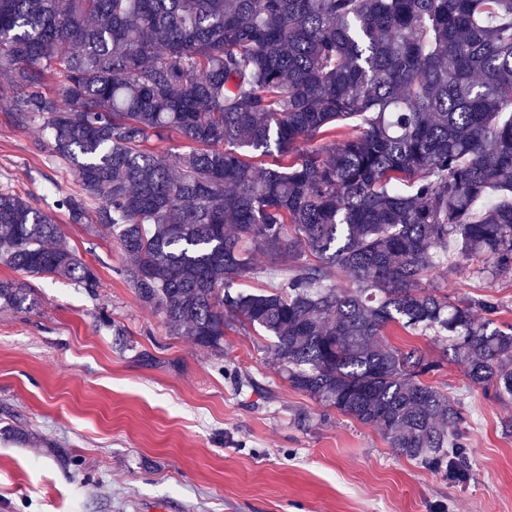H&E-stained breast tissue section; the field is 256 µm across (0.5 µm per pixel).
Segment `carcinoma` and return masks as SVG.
I'll use <instances>...</instances> for the list:
<instances>
[{
    "mask_svg": "<svg viewBox=\"0 0 512 512\" xmlns=\"http://www.w3.org/2000/svg\"><path fill=\"white\" fill-rule=\"evenodd\" d=\"M0 74L11 123L75 173L56 207L112 236L173 334L222 357L225 330H253L289 388L471 476L462 408L426 381L440 362L385 330L433 331L512 398L497 305L429 289L442 258L512 271V0H0ZM173 133L182 150L158 149ZM59 238L0 189V264L96 294ZM256 253L285 276L234 289ZM0 306L30 313L37 291L0 279Z\"/></svg>",
    "mask_w": 512,
    "mask_h": 512,
    "instance_id": "obj_1",
    "label": "carcinoma"
}]
</instances>
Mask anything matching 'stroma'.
<instances>
[{"label": "stroma", "instance_id": "obj_1", "mask_svg": "<svg viewBox=\"0 0 512 512\" xmlns=\"http://www.w3.org/2000/svg\"><path fill=\"white\" fill-rule=\"evenodd\" d=\"M39 126L18 129L0 98V189L50 207L76 187L72 171L37 148ZM55 218L61 242L94 268L97 296L65 281L32 280L37 311L0 309V512H512V400L469 386L446 341L390 327L442 366L429 375L461 403L473 465L457 482L398 456L372 427L324 414L276 372L266 341L228 331L224 353L266 394L238 390L215 358L171 334L118 274L127 259L106 231ZM476 262L436 269L454 299L492 296L512 326V273L487 280ZM126 330V349L104 326ZM308 408V428L294 414Z\"/></svg>", "mask_w": 512, "mask_h": 512}]
</instances>
